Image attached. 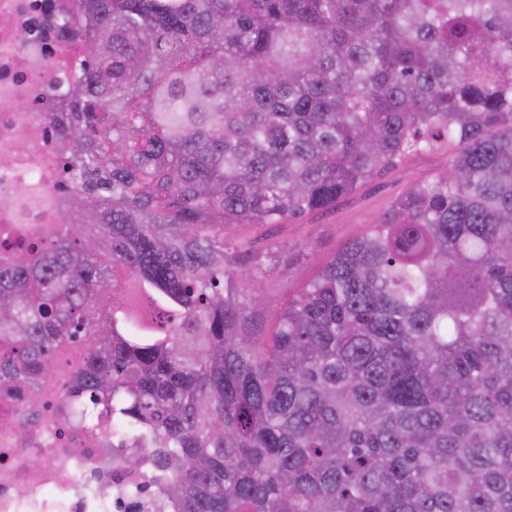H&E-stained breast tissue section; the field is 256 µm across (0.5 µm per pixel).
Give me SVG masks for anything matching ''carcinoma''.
Wrapping results in <instances>:
<instances>
[{
  "label": "carcinoma",
  "instance_id": "carcinoma-1",
  "mask_svg": "<svg viewBox=\"0 0 512 512\" xmlns=\"http://www.w3.org/2000/svg\"><path fill=\"white\" fill-rule=\"evenodd\" d=\"M47 242L0 240V381L86 349L73 414L173 512H512V0H74ZM397 196L268 318L279 247ZM448 165V152L411 156L375 178L354 196L340 201L324 214L311 215L288 224H244L233 230L238 243L257 247L278 242L277 269L266 280L271 301L269 319L280 305L314 277L319 265L341 244L368 230L391 201L414 181L429 180Z\"/></svg>",
  "mask_w": 512,
  "mask_h": 512
}]
</instances>
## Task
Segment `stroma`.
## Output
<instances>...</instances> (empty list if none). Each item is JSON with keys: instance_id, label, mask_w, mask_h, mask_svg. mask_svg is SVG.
<instances>
[{"instance_id": "1", "label": "stroma", "mask_w": 512, "mask_h": 512, "mask_svg": "<svg viewBox=\"0 0 512 512\" xmlns=\"http://www.w3.org/2000/svg\"><path fill=\"white\" fill-rule=\"evenodd\" d=\"M447 164L448 155L443 151L414 155L340 201L330 212L295 223L237 226L233 231L237 242L260 247L275 241L282 247L277 268L266 281L270 314H277L289 295L305 287L319 265L341 244L365 233L410 183L430 179Z\"/></svg>"}]
</instances>
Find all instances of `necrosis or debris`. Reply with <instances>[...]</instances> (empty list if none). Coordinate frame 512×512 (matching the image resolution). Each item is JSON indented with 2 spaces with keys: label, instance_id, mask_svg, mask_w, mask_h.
<instances>
[{
  "label": "necrosis or debris",
  "instance_id": "obj_1",
  "mask_svg": "<svg viewBox=\"0 0 512 512\" xmlns=\"http://www.w3.org/2000/svg\"><path fill=\"white\" fill-rule=\"evenodd\" d=\"M58 0H0V235L47 241L69 223L48 113L74 85L75 48L53 20ZM83 354L62 346L38 397L0 385V512H160L152 454H117L112 427L66 409Z\"/></svg>",
  "mask_w": 512,
  "mask_h": 512
}]
</instances>
